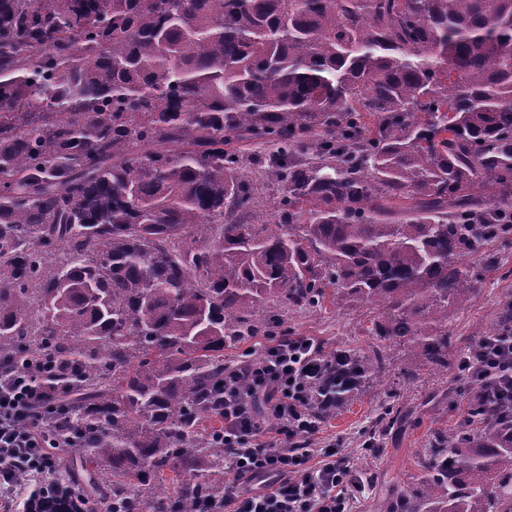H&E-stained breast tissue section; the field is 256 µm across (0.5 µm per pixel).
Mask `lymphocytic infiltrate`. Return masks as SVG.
<instances>
[{"mask_svg": "<svg viewBox=\"0 0 512 512\" xmlns=\"http://www.w3.org/2000/svg\"><path fill=\"white\" fill-rule=\"evenodd\" d=\"M346 366L342 354L324 356L313 340L294 336L249 364L247 390H238L236 373L225 374L224 445L236 478L225 484L219 512H348L349 494L364 480L343 449L318 442L320 427L305 410L313 401L335 405L336 376ZM45 400L33 371L0 373V489L25 471L70 496L69 484L53 476L60 446L44 430ZM264 409L277 420L276 439L264 437ZM316 456L321 464L311 465Z\"/></svg>", "mask_w": 512, "mask_h": 512, "instance_id": "1", "label": "lymphocytic infiltrate"}]
</instances>
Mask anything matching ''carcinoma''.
Returning a JSON list of instances; mask_svg holds the SVG:
<instances>
[{"instance_id": "carcinoma-1", "label": "carcinoma", "mask_w": 512, "mask_h": 512, "mask_svg": "<svg viewBox=\"0 0 512 512\" xmlns=\"http://www.w3.org/2000/svg\"><path fill=\"white\" fill-rule=\"evenodd\" d=\"M507 239L512 0H0V362H48L45 431L105 512L224 500V349L290 310H385L340 407L479 363L448 307ZM494 388L383 512H512Z\"/></svg>"}]
</instances>
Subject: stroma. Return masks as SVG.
<instances>
[{"mask_svg":"<svg viewBox=\"0 0 512 512\" xmlns=\"http://www.w3.org/2000/svg\"><path fill=\"white\" fill-rule=\"evenodd\" d=\"M490 251L502 259L501 268L481 269L476 298L467 306L448 310V334L456 347H465L475 331L494 326L499 309L512 302V240L494 243ZM363 321L362 312L330 307L290 313L287 326L290 335L309 337L331 354L373 346V337L361 328ZM469 395L470 388L456 368L443 374L423 370L410 379L395 366L388 370L383 389L357 396L323 423L321 442L346 449L364 476L363 488L351 493V512H382L386 498L410 486L420 448L431 433L460 421ZM385 411L401 418L400 427L380 426L379 416Z\"/></svg>","mask_w":512,"mask_h":512,"instance_id":"35a3bbf8","label":"stroma"}]
</instances>
